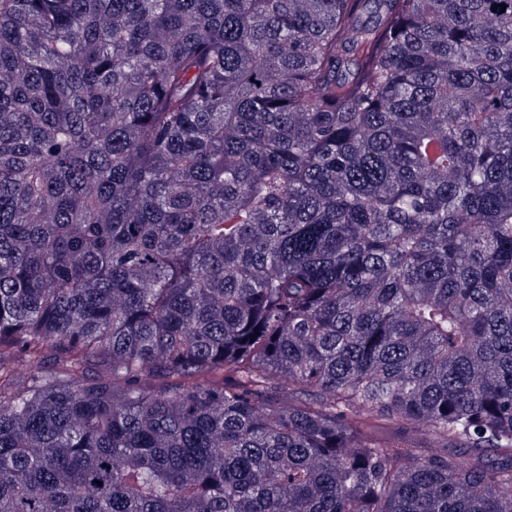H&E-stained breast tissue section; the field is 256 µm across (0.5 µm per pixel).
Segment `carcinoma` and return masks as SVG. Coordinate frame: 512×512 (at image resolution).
Masks as SVG:
<instances>
[{"mask_svg":"<svg viewBox=\"0 0 512 512\" xmlns=\"http://www.w3.org/2000/svg\"><path fill=\"white\" fill-rule=\"evenodd\" d=\"M0 512H512V0H0Z\"/></svg>","mask_w":512,"mask_h":512,"instance_id":"1","label":"carcinoma"}]
</instances>
